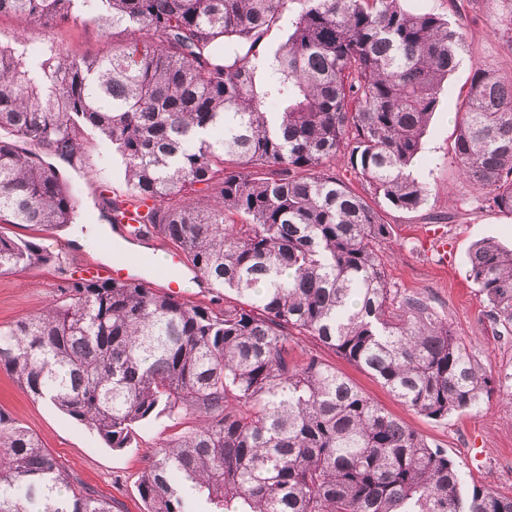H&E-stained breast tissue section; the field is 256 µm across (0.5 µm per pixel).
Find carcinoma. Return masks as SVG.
Returning a JSON list of instances; mask_svg holds the SVG:
<instances>
[{"mask_svg":"<svg viewBox=\"0 0 512 512\" xmlns=\"http://www.w3.org/2000/svg\"><path fill=\"white\" fill-rule=\"evenodd\" d=\"M77 0H0L33 27L69 21ZM129 42L92 58L50 47L30 63L0 46V224L76 220L52 160L85 163L89 130L112 144L146 208L145 232L181 251L195 277L245 301L187 304L134 279L74 274L61 298L0 327V369L88 424L110 448L164 417L193 424L145 469L147 512H512V496L470 482L448 453L317 356L310 336L402 403L441 420L497 392L493 373L424 300L392 297L378 211L331 171L342 158L370 194L412 212L411 173L466 23L403 0H99ZM291 19L265 54L267 33ZM452 156L488 207L512 214V77L481 65L456 112ZM204 194L195 197L196 186ZM111 224L121 201L100 194ZM55 261L0 231V273ZM468 275L512 335V250L492 239ZM38 438L0 412V512H113Z\"/></svg>","mask_w":512,"mask_h":512,"instance_id":"cac0c4a2","label":"carcinoma"}]
</instances>
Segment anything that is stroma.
<instances>
[{"mask_svg":"<svg viewBox=\"0 0 512 512\" xmlns=\"http://www.w3.org/2000/svg\"><path fill=\"white\" fill-rule=\"evenodd\" d=\"M406 4L451 21L465 16L468 31L460 64L442 87L413 167L414 176L429 190L427 201L412 212L383 204L377 207L382 221L391 227V237L382 245V261L392 288L404 296L425 298L447 320L454 335L474 347L486 368L512 370V335H500L467 272L468 252L475 242L490 238L512 249V214L487 208L479 192L459 180L451 158L457 133L455 112L468 89L472 66L481 64L512 77V0H406ZM92 12L91 0H78L68 22L29 32L28 52L40 53L56 45L77 58L102 54L112 42L94 22ZM84 151L85 167L67 170L66 176L77 195L79 214L89 223L99 224L103 221L99 192L119 197L128 195L129 187L119 157L97 133H88ZM429 229L447 237V260H440L423 239V232ZM75 230L72 224L46 231L8 227V234L35 239L56 260L0 275V326H9L58 299L59 284L82 256L99 258L100 246L77 244ZM296 353L319 355L386 412L445 449L473 482L512 496V419L505 417L501 398L491 397L478 410L433 420L401 403L365 370L320 347L312 338H301ZM0 412L36 435L70 476L99 496L112 499L115 512H144L138 481L174 433L168 420L139 425L134 447L112 449L88 425L49 403L34 400L3 369ZM473 448L482 449L481 459L470 457Z\"/></svg>","mask_w":512,"mask_h":512,"instance_id":"35a3bbf8","label":"stroma"}]
</instances>
